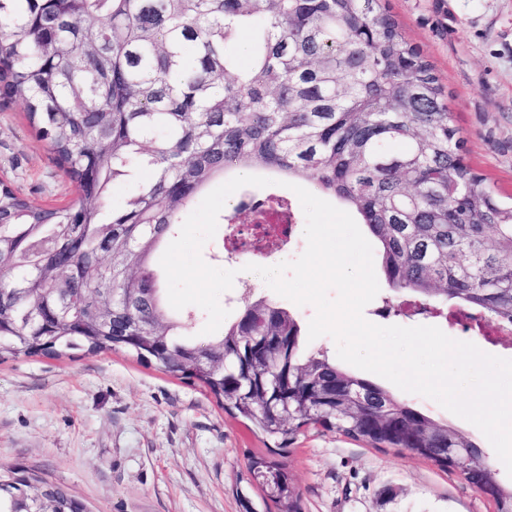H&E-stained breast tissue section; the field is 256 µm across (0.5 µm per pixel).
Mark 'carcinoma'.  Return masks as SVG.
<instances>
[{
  "label": "carcinoma",
  "instance_id": "cac0c4a2",
  "mask_svg": "<svg viewBox=\"0 0 512 512\" xmlns=\"http://www.w3.org/2000/svg\"><path fill=\"white\" fill-rule=\"evenodd\" d=\"M0 20V90L25 104L77 192L47 209L0 183V353L124 350L198 383L278 449L317 425L442 468L482 452L328 356L303 355L300 322L276 303L247 302L193 340L154 268L200 192L258 167L351 208L421 314L451 303L512 322V205L465 164L434 68L379 0H0ZM133 168L149 182L112 206ZM259 336L277 342L255 354ZM261 468L277 476L280 512H301L286 465L248 459ZM468 479L512 512L492 471ZM77 504L45 480L0 484V512Z\"/></svg>",
  "mask_w": 512,
  "mask_h": 512
}]
</instances>
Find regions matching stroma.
Listing matches in <instances>:
<instances>
[{
	"label": "stroma",
	"mask_w": 512,
	"mask_h": 512,
	"mask_svg": "<svg viewBox=\"0 0 512 512\" xmlns=\"http://www.w3.org/2000/svg\"><path fill=\"white\" fill-rule=\"evenodd\" d=\"M402 38L432 64L464 139L462 154L504 203L512 202V0H381ZM0 180L35 203L67 206L74 187L25 106L0 95ZM221 301L277 295L246 269ZM364 309L372 323L438 325L486 353L512 359V335L487 342L446 321L385 314L387 281ZM374 383L470 437L497 480L512 485L484 434L432 399ZM267 442L197 384L122 350L0 357V480L38 477L65 487L87 512H277L249 457ZM302 512H495L457 471L408 451L310 428L283 452Z\"/></svg>",
	"instance_id": "stroma-1"
}]
</instances>
